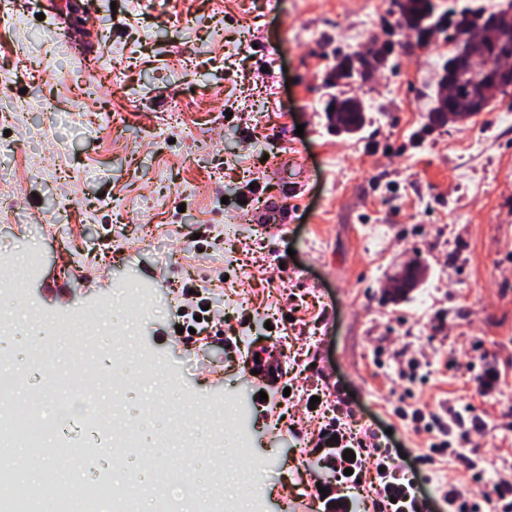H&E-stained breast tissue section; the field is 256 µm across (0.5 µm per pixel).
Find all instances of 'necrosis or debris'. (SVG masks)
<instances>
[{
    "mask_svg": "<svg viewBox=\"0 0 512 512\" xmlns=\"http://www.w3.org/2000/svg\"><path fill=\"white\" fill-rule=\"evenodd\" d=\"M0 353V512H140L151 499L156 512H238L261 488L249 477L251 462L224 457V415L190 405L188 397L160 393L139 418L110 423L93 402L99 392L121 407L127 393L145 381L148 365L130 353L106 356L87 324L75 320L34 337L25 366L4 368ZM167 418L156 444L144 446L141 430ZM79 420L83 433L60 441L57 429ZM173 449L177 467L165 465L157 449ZM139 457L154 470L152 481L125 469ZM210 457L217 472L202 481L196 461ZM97 470H90V461ZM232 462L238 495H224L221 474Z\"/></svg>",
    "mask_w": 512,
    "mask_h": 512,
    "instance_id": "1",
    "label": "necrosis or debris"
}]
</instances>
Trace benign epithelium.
I'll return each mask as SVG.
<instances>
[{
    "instance_id": "7a95c632",
    "label": "benign epithelium",
    "mask_w": 512,
    "mask_h": 512,
    "mask_svg": "<svg viewBox=\"0 0 512 512\" xmlns=\"http://www.w3.org/2000/svg\"><path fill=\"white\" fill-rule=\"evenodd\" d=\"M494 28L492 20L482 21L467 28L465 49L449 64L448 74L441 81L440 93L443 102L449 101L454 104L458 101L459 90L455 75L459 71H466L476 78L487 80L492 91L512 82V53L504 51L495 65L489 63L487 45ZM384 66V54L379 53L373 58L359 53L342 60L340 68L348 72L379 70Z\"/></svg>"
}]
</instances>
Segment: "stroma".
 I'll return each mask as SVG.
<instances>
[{
    "instance_id": "35a3bbf8",
    "label": "stroma",
    "mask_w": 512,
    "mask_h": 512,
    "mask_svg": "<svg viewBox=\"0 0 512 512\" xmlns=\"http://www.w3.org/2000/svg\"><path fill=\"white\" fill-rule=\"evenodd\" d=\"M97 2L75 47L50 58L41 0H13L18 24L0 26V97L55 103L0 118L15 145L0 198L22 201L17 222L0 223V261L36 241L32 305L111 307L113 336L151 353L178 390L231 398L224 418L265 485L246 512H308L326 478L314 446L336 418L307 409L314 392L344 399L354 436L391 449L429 512H448V484L468 494L512 482V110L430 121L447 25L397 29L394 0ZM387 41L382 71L330 84L338 56ZM75 75L119 92L75 99ZM335 97L365 103L360 132L332 129ZM75 108L109 110L112 124H72ZM196 179L208 195L184 197ZM61 197L72 210L55 224ZM413 263L426 275L395 299L390 280ZM191 285L224 307L226 340L186 373L172 353ZM257 359L267 371L253 372ZM493 367L501 379L482 391ZM466 406L477 421L458 428L456 456L433 457L405 416ZM470 459L487 470L482 484Z\"/></svg>"
}]
</instances>
